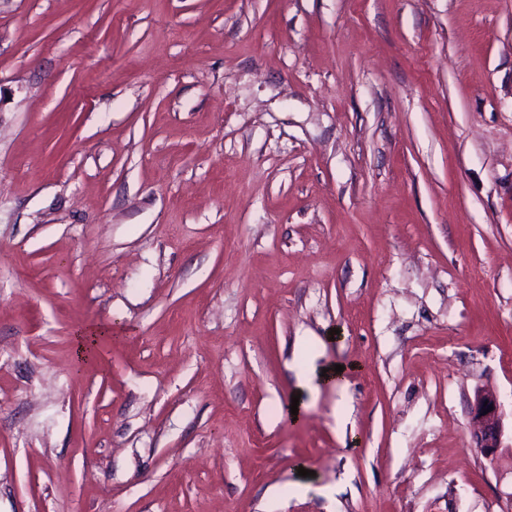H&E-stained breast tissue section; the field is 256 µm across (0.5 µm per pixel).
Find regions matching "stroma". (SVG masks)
I'll list each match as a JSON object with an SVG mask.
<instances>
[{"label":"stroma","instance_id":"35a3bbf8","mask_svg":"<svg viewBox=\"0 0 512 512\" xmlns=\"http://www.w3.org/2000/svg\"><path fill=\"white\" fill-rule=\"evenodd\" d=\"M0 512H512V0H0ZM492 407V411L483 415L484 409ZM470 427L476 448L493 457L502 448L503 424L500 404L497 396L485 389L476 388L474 401L470 411Z\"/></svg>","mask_w":512,"mask_h":512}]
</instances>
